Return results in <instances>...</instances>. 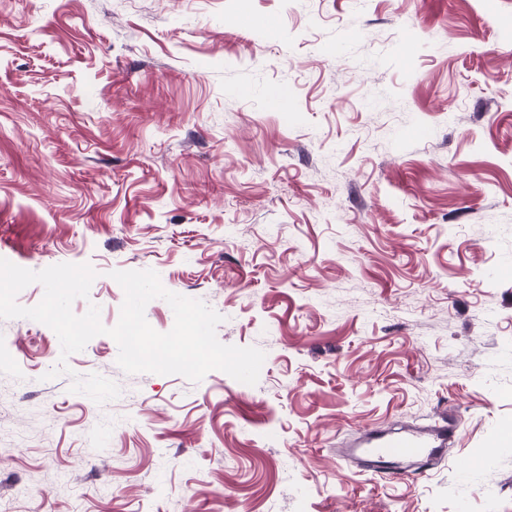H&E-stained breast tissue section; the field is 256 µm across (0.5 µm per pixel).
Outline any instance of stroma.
I'll use <instances>...</instances> for the list:
<instances>
[{
  "mask_svg": "<svg viewBox=\"0 0 512 512\" xmlns=\"http://www.w3.org/2000/svg\"><path fill=\"white\" fill-rule=\"evenodd\" d=\"M0 258L90 265L107 327L155 271L266 354L128 374L0 319L10 512H512V0H0ZM443 412L407 475L346 453Z\"/></svg>",
  "mask_w": 512,
  "mask_h": 512,
  "instance_id": "35a3bbf8",
  "label": "stroma"
}]
</instances>
